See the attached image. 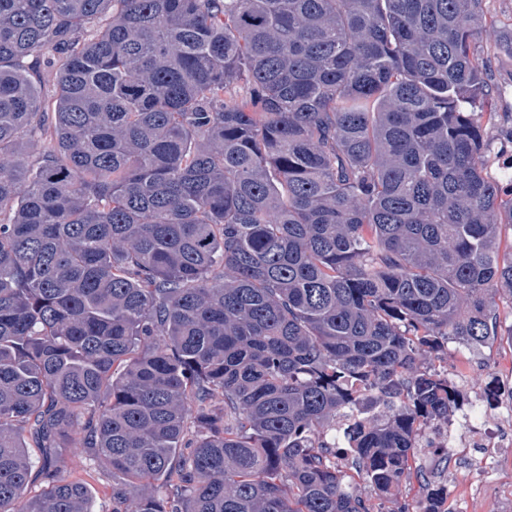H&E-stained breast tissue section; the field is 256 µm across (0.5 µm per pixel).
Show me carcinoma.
<instances>
[{
    "label": "carcinoma",
    "mask_w": 512,
    "mask_h": 512,
    "mask_svg": "<svg viewBox=\"0 0 512 512\" xmlns=\"http://www.w3.org/2000/svg\"><path fill=\"white\" fill-rule=\"evenodd\" d=\"M482 33L512 48L483 0H0V512H94L62 444L112 512H383L361 485L455 410L431 360L512 293ZM64 459L69 463V479L86 484L93 492V509L97 512H109L112 509L110 490L112 474L100 462L92 458L73 456V448H60Z\"/></svg>",
    "instance_id": "cac0c4a2"
}]
</instances>
